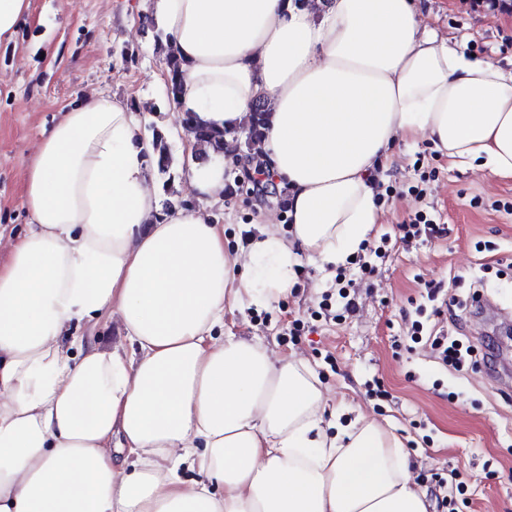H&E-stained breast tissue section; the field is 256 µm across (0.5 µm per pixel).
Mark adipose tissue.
<instances>
[{"mask_svg":"<svg viewBox=\"0 0 512 512\" xmlns=\"http://www.w3.org/2000/svg\"><path fill=\"white\" fill-rule=\"evenodd\" d=\"M153 19L180 111L224 146L183 131L201 205L165 212L126 99L91 94L43 133L0 264V512H428L402 440L341 421L303 360L223 335L224 315L289 293L301 259L346 265L399 140L512 176V71L419 0H154ZM259 102L253 161L237 135ZM233 163L263 166L287 231L262 210L229 244L210 209ZM182 121L186 126H188L193 131L195 138L198 142L210 144L215 147H219L221 144H224L223 130L209 126H199L195 124L192 125V112H184V117Z\"/></svg>","mask_w":512,"mask_h":512,"instance_id":"ef3b65f1","label":"adipose tissue"}]
</instances>
